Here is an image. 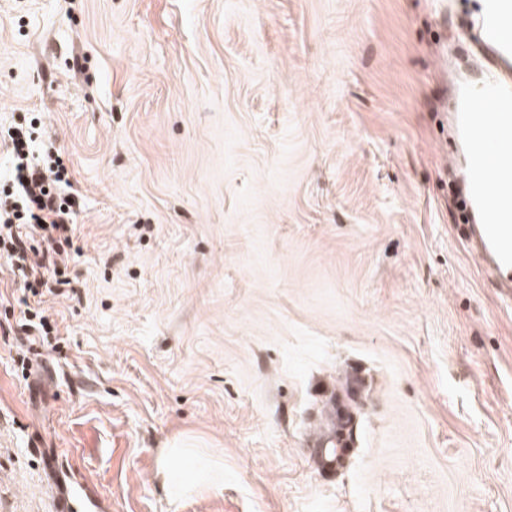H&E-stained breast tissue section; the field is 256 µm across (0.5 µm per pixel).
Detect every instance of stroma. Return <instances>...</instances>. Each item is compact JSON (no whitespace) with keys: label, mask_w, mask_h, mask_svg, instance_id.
<instances>
[{"label":"stroma","mask_w":512,"mask_h":512,"mask_svg":"<svg viewBox=\"0 0 512 512\" xmlns=\"http://www.w3.org/2000/svg\"><path fill=\"white\" fill-rule=\"evenodd\" d=\"M481 11L0 0V189L22 126L82 195L77 298L0 261V512L52 460L112 512H512V305L448 189Z\"/></svg>","instance_id":"obj_1"}]
</instances>
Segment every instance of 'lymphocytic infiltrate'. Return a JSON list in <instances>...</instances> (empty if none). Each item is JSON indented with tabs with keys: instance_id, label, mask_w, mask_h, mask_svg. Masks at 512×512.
Instances as JSON below:
<instances>
[{
	"instance_id": "lymphocytic-infiltrate-1",
	"label": "lymphocytic infiltrate",
	"mask_w": 512,
	"mask_h": 512,
	"mask_svg": "<svg viewBox=\"0 0 512 512\" xmlns=\"http://www.w3.org/2000/svg\"><path fill=\"white\" fill-rule=\"evenodd\" d=\"M9 139L14 190L0 194V259L22 272L27 288L67 295L61 246L72 241L80 193L60 156L35 157L22 129Z\"/></svg>"
}]
</instances>
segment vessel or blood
Masks as SVG:
<instances>
[{"instance_id":"vessel-or-blood-1","label":"vessel or blood","mask_w":512,"mask_h":512,"mask_svg":"<svg viewBox=\"0 0 512 512\" xmlns=\"http://www.w3.org/2000/svg\"><path fill=\"white\" fill-rule=\"evenodd\" d=\"M512 27V0H488L476 29L493 67L480 94H465L455 102V133L465 164L459 174L472 220L475 249L491 276L512 291V41L503 39ZM497 165H489V158ZM51 512H101V501L85 482L49 471Z\"/></svg>"}]
</instances>
